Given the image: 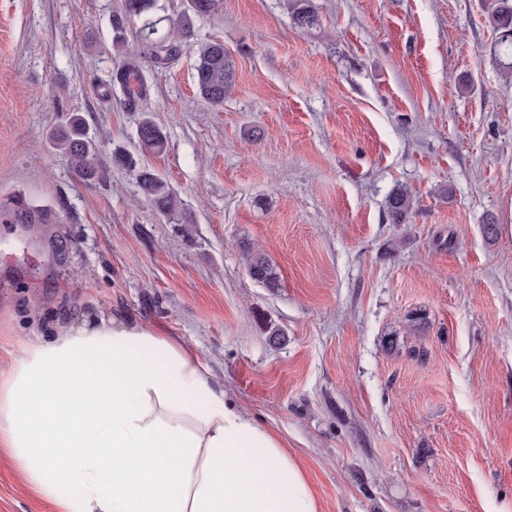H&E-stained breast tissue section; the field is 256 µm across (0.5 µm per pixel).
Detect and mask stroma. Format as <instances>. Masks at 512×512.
Instances as JSON below:
<instances>
[{
    "instance_id": "1",
    "label": "stroma",
    "mask_w": 512,
    "mask_h": 512,
    "mask_svg": "<svg viewBox=\"0 0 512 512\" xmlns=\"http://www.w3.org/2000/svg\"><path fill=\"white\" fill-rule=\"evenodd\" d=\"M288 3L196 21L193 41L233 63L222 108L186 49L144 68L130 111L110 85L124 0H0V202H17L0 217V360L57 321L129 317L192 345L278 430L322 512H512V80L484 0H312L308 31ZM146 111L162 154L139 151ZM72 112L100 180L49 140ZM144 166L192 236L144 199ZM399 186L416 205L395 224ZM250 248L277 287L250 278ZM0 512H54L5 456Z\"/></svg>"
}]
</instances>
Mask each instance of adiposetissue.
<instances>
[{
    "instance_id": "obj_1",
    "label": "adipose tissue",
    "mask_w": 512,
    "mask_h": 512,
    "mask_svg": "<svg viewBox=\"0 0 512 512\" xmlns=\"http://www.w3.org/2000/svg\"><path fill=\"white\" fill-rule=\"evenodd\" d=\"M0 451L57 512H322L191 346L119 317L23 340L0 369Z\"/></svg>"
}]
</instances>
